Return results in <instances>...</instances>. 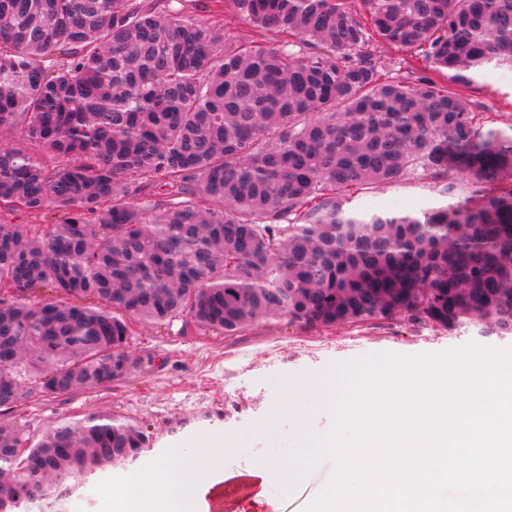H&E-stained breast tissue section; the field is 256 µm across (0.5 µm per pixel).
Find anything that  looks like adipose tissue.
I'll return each instance as SVG.
<instances>
[{"instance_id": "adipose-tissue-1", "label": "adipose tissue", "mask_w": 512, "mask_h": 512, "mask_svg": "<svg viewBox=\"0 0 512 512\" xmlns=\"http://www.w3.org/2000/svg\"><path fill=\"white\" fill-rule=\"evenodd\" d=\"M219 440L201 437L189 457L164 463L162 471H145L115 487L117 512H280L268 493L269 474L259 465L246 471L225 470Z\"/></svg>"}]
</instances>
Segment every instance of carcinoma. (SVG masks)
Segmentation results:
<instances>
[{
  "label": "carcinoma",
  "instance_id": "1",
  "mask_svg": "<svg viewBox=\"0 0 512 512\" xmlns=\"http://www.w3.org/2000/svg\"><path fill=\"white\" fill-rule=\"evenodd\" d=\"M179 2L0 0V208L62 214L0 222L4 413L29 398L25 366L54 396L130 375L137 321L512 334V135L462 92L512 70V0H229L245 36ZM376 37L413 76L383 71ZM459 176L463 203H360L420 178L453 198ZM148 447L100 412L38 439L1 418L0 512ZM58 218L59 213L50 207L25 213H10L4 209L0 210V221L7 220L18 224L46 225L53 223Z\"/></svg>",
  "mask_w": 512,
  "mask_h": 512
}]
</instances>
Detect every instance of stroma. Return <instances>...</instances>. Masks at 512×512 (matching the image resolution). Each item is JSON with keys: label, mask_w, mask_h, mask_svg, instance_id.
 Wrapping results in <instances>:
<instances>
[{"label": "stroma", "mask_w": 512, "mask_h": 512, "mask_svg": "<svg viewBox=\"0 0 512 512\" xmlns=\"http://www.w3.org/2000/svg\"><path fill=\"white\" fill-rule=\"evenodd\" d=\"M467 95L477 103L482 123L512 134L511 71L490 83L472 85ZM371 200L386 208L414 211L444 202L428 179L379 188ZM179 329L176 323H136L130 350L143 363L127 378L108 389L67 397L37 392L26 407L15 411L32 436L61 418L91 409L134 420L150 435L149 448L134 461L97 471L59 503L35 502L22 512H103L113 487L182 455L185 446L207 434L227 440L223 462L232 471L285 452L292 444L291 423H282L273 435L256 428L274 406L281 377L324 372L381 351L438 352L471 340L512 347V335L485 338L474 325L451 331L417 325L403 315L313 331L285 318L261 320L231 336L206 328L184 336Z\"/></svg>", "instance_id": "1"}]
</instances>
